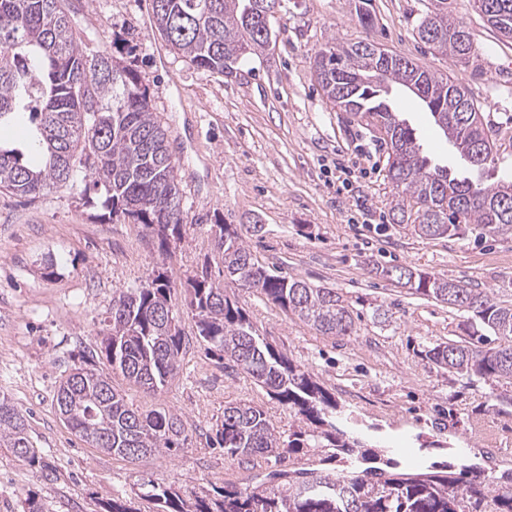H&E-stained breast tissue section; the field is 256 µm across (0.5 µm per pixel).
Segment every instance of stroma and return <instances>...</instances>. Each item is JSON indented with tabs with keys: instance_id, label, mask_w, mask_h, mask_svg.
I'll return each mask as SVG.
<instances>
[{
	"instance_id": "stroma-1",
	"label": "stroma",
	"mask_w": 512,
	"mask_h": 512,
	"mask_svg": "<svg viewBox=\"0 0 512 512\" xmlns=\"http://www.w3.org/2000/svg\"><path fill=\"white\" fill-rule=\"evenodd\" d=\"M428 2L284 0L264 56L242 61L232 78L197 69L172 50L149 0H72L71 8L95 46L139 75L170 134L185 221L168 261L174 282L215 266V222L261 225L246 237L254 257L343 294L359 315L357 333L321 336L254 291L229 294L263 336L335 394L351 431L390 448L404 473L446 461L454 447L498 477L512 472V406L495 397L512 394V382L469 386L433 369L419 354L422 344L457 333L463 313L378 269H422L502 301L512 289V234L491 237L474 226L460 237L426 240L391 223L386 146L359 117L329 103L313 76L327 44L368 40L464 85L497 133L494 160L482 171L460 158L415 95L395 88L389 100L417 129L432 163L475 183L512 180V39L491 29L469 0H448L473 39L470 62L458 63L416 35ZM365 7L368 27L357 18ZM102 212L65 186L33 200L0 193V396L25 415L38 455L54 470L53 480H43L0 447V512H22L30 490L51 512H100L115 496L154 512L141 497L146 481L200 496L227 483L252 485L282 465L239 463L208 444L225 403L262 406L284 436L300 425L250 377L206 356L187 316L174 379L154 393L123 380L116 386L135 407L181 413L192 434L188 449L132 463L92 448L64 424L57 388L99 341L113 291L141 287L159 261L151 232Z\"/></svg>"
}]
</instances>
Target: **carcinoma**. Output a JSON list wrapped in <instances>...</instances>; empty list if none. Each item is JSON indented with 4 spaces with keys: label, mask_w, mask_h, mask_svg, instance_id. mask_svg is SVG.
Segmentation results:
<instances>
[{
    "label": "carcinoma",
    "mask_w": 512,
    "mask_h": 512,
    "mask_svg": "<svg viewBox=\"0 0 512 512\" xmlns=\"http://www.w3.org/2000/svg\"><path fill=\"white\" fill-rule=\"evenodd\" d=\"M274 0H152L153 18L166 41L198 69L226 77L238 64L266 50L272 28L266 9ZM493 29L512 27V0H470ZM417 36L458 62L471 57L466 27L448 13V0H431ZM314 75L329 101L370 120L396 157L387 159L394 190V224L421 238L460 237L478 226L484 234L512 233V182L481 186L432 167L422 155L415 128L393 111L394 86H419V99L461 158L472 168L477 150L495 148L493 130L466 88L408 58L394 55L384 86L359 83L374 64L357 42L336 53L331 44L316 57ZM29 121V153L0 141V191L34 198L68 184L84 199L103 194L112 219L151 230L163 254L184 223L181 189L169 149V134L151 112L139 76L112 53L89 47V38L68 0H0V128ZM218 278L205 268L187 281L184 306L207 354L241 370L271 398L306 421L288 438L262 407L246 401L224 405L212 445L244 462L277 461L304 448H328L322 461L335 467H293L272 487L227 485L213 496L189 501L177 489L146 484L143 497L157 512H512V473L494 480L476 464L448 461L413 474L398 472L384 448H368L341 426L342 407L319 379L270 342L259 339L246 311L226 294L236 284L263 294L322 336L356 334L353 306L336 289L277 275L256 261L245 234L259 224L213 225ZM380 274L415 293L468 313L463 336L433 342L421 356L470 384L512 380V302H496L476 288L423 270L380 269ZM151 284L117 290L107 310L100 346L75 368L82 380L68 395L64 423L82 440L129 461L172 454L188 447L187 422L164 408L141 411L112 385L118 374L155 392L180 367V310L175 283L164 266ZM491 330L503 339L483 345ZM104 360L106 372L97 368ZM0 447L10 448L47 478L52 467L37 455L23 413L0 398Z\"/></svg>",
    "instance_id": "1"
}]
</instances>
